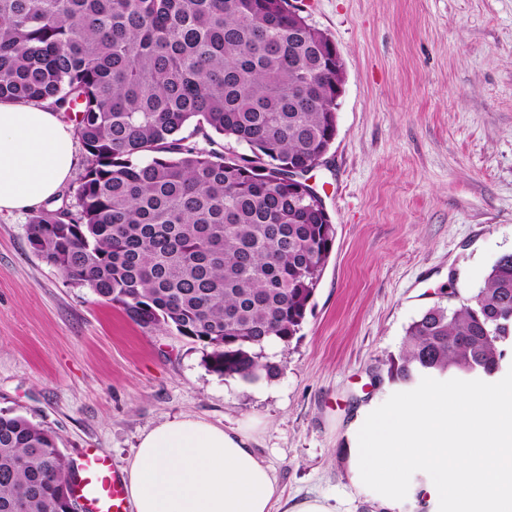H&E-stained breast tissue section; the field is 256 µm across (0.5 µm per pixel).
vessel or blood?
Wrapping results in <instances>:
<instances>
[{"label": "vessel or blood", "mask_w": 512, "mask_h": 512, "mask_svg": "<svg viewBox=\"0 0 512 512\" xmlns=\"http://www.w3.org/2000/svg\"><path fill=\"white\" fill-rule=\"evenodd\" d=\"M74 493L83 512H126L125 481L98 449H88L77 464Z\"/></svg>", "instance_id": "vessel-or-blood-1"}]
</instances>
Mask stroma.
Returning <instances> with one entry per match:
<instances>
[{
    "mask_svg": "<svg viewBox=\"0 0 512 512\" xmlns=\"http://www.w3.org/2000/svg\"><path fill=\"white\" fill-rule=\"evenodd\" d=\"M344 65L336 138L308 178L336 227L272 379L226 380L192 340L144 329L35 255L0 213V411L114 469L189 416L246 426L285 498L382 512L341 452L358 410L412 396L375 373L427 308L459 305L512 252V0H297Z\"/></svg>",
    "mask_w": 512,
    "mask_h": 512,
    "instance_id": "1",
    "label": "stroma"
}]
</instances>
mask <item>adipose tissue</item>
<instances>
[{"mask_svg": "<svg viewBox=\"0 0 512 512\" xmlns=\"http://www.w3.org/2000/svg\"><path fill=\"white\" fill-rule=\"evenodd\" d=\"M73 162L72 130L47 104L0 102V212L61 194ZM342 453L353 487L387 512L405 499L428 512H512V387L463 396L433 385L384 412L363 406ZM124 473L132 512H274L281 499L246 431L198 418L144 434Z\"/></svg>", "mask_w": 512, "mask_h": 512, "instance_id": "obj_1", "label": "adipose tissue"}]
</instances>
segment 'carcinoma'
I'll return each instance as SVG.
<instances>
[{"instance_id": "1", "label": "carcinoma", "mask_w": 512, "mask_h": 512, "mask_svg": "<svg viewBox=\"0 0 512 512\" xmlns=\"http://www.w3.org/2000/svg\"><path fill=\"white\" fill-rule=\"evenodd\" d=\"M328 41L288 0H0V102L75 113L86 152L76 210L46 202L30 247L138 326L202 345L212 372L276 377L265 346L301 331L335 241L323 199L288 182L336 137ZM507 339L512 253L413 321L376 379L490 378ZM70 487L58 436L1 412L0 512H68Z\"/></svg>"}]
</instances>
